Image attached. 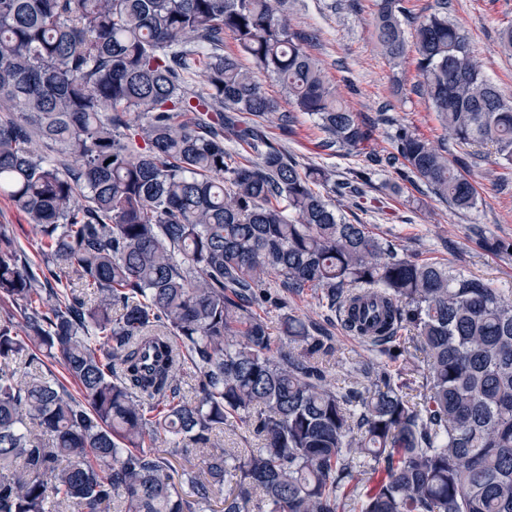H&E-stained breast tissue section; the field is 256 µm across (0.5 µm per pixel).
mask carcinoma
I'll use <instances>...</instances> for the list:
<instances>
[{"label": "carcinoma", "instance_id": "cac0c4a2", "mask_svg": "<svg viewBox=\"0 0 512 512\" xmlns=\"http://www.w3.org/2000/svg\"><path fill=\"white\" fill-rule=\"evenodd\" d=\"M405 0H377L376 40L414 54L416 92L448 138L512 165V99L484 76L448 20V0L407 37ZM288 0H0V193L40 236L42 267L0 230V512H512V300L474 277L401 258L349 224L324 186L356 196L272 142L277 111L259 75L316 118L319 148L400 165L458 210L477 206L461 167L405 127L396 151L337 98ZM231 38L254 68L224 52ZM204 88L190 89L194 77ZM229 134L251 150L230 162ZM49 141L63 158L34 144ZM319 288L375 346L422 355L418 402L386 369L361 370L356 397L329 383L332 347L292 315L299 349L273 351L253 313L271 276ZM59 361L80 395L11 363ZM191 364L194 397L179 377ZM235 419L262 440L228 451ZM164 439L166 453L155 449ZM195 456L177 487L170 458ZM384 476L370 486L374 465Z\"/></svg>", "mask_w": 512, "mask_h": 512}]
</instances>
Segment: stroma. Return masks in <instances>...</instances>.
Listing matches in <instances>:
<instances>
[{
  "label": "stroma",
  "mask_w": 512,
  "mask_h": 512,
  "mask_svg": "<svg viewBox=\"0 0 512 512\" xmlns=\"http://www.w3.org/2000/svg\"><path fill=\"white\" fill-rule=\"evenodd\" d=\"M375 11V0H294L289 19L294 30L314 34L313 54L321 60L338 98L372 125L371 147L377 155L393 150L392 127L376 121L385 112L444 150L450 161H464L479 200L475 209L459 211L436 198L418 179L376 166L371 168L370 182L362 186L361 198L336 196L332 202L347 223L366 225L375 237L393 244L400 256L449 266L490 283L512 299V255L481 250L473 241L478 227L491 239L512 243V168L499 165L495 154L447 137L430 103L415 91L420 76L413 57L396 65L378 50L372 37ZM448 18L469 42L485 76L503 97L511 98L512 56L502 52L500 40L503 31L512 27V0H448ZM263 85L280 111L294 112L277 83L267 79ZM294 114L292 132H283L273 117L264 126L270 139L299 163L331 169L339 181L368 166L359 153L322 151L318 146L322 133L313 118ZM0 230L15 239L23 262L40 263V241L27 215L4 196H0ZM270 285L273 301L279 298L283 304L277 307L272 301L257 312L268 323L274 346L287 347L279 323L290 314L317 324L329 336L334 353L323 358L322 368L335 386L353 387L359 367L382 361L368 342L349 335L339 317L322 308L319 289L287 290L275 277Z\"/></svg>",
  "instance_id": "1"
}]
</instances>
